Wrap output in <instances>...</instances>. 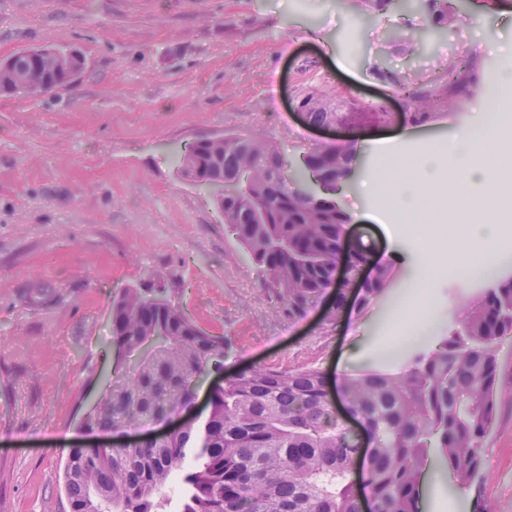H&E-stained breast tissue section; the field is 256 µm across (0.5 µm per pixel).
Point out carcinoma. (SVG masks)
<instances>
[{"label":"carcinoma","instance_id":"obj_1","mask_svg":"<svg viewBox=\"0 0 512 512\" xmlns=\"http://www.w3.org/2000/svg\"><path fill=\"white\" fill-rule=\"evenodd\" d=\"M16 65L42 91L63 77L19 54ZM478 84L473 61L448 65L440 93L404 89L418 123L440 106L457 109L454 92ZM309 122L323 126L336 113L305 99ZM214 154L224 170V223L260 268L266 289L299 317L330 286L336 263L352 277L368 264L366 251L347 244L349 218L330 194L357 160L351 145L314 149L301 168L304 180L320 176L324 194L300 196L288 188L281 153L256 137L237 134L216 144L201 139L180 157L184 173L198 172ZM389 272L355 286L356 305L366 308L385 290ZM348 295L336 289L325 330L336 327ZM512 339V280L489 289L465 320L417 354L399 376L371 374L347 381L341 397L364 424L371 447L336 416L324 372L315 366L254 364L224 378L210 412L198 427L162 441L109 448H76L64 477L70 512H166L171 476H178L176 512H360L359 474L376 512H420L422 477L429 459L473 488V512H487L481 491L486 441L498 414L500 344ZM112 340L126 354L154 340L161 352L132 369L112 393V412L94 411L86 424L119 419L136 425L168 406H182V383L224 367V337L200 329L168 290L125 288L112 298Z\"/></svg>","mask_w":512,"mask_h":512}]
</instances>
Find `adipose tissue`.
<instances>
[{"label":"adipose tissue","instance_id":"ef3b65f1","mask_svg":"<svg viewBox=\"0 0 512 512\" xmlns=\"http://www.w3.org/2000/svg\"><path fill=\"white\" fill-rule=\"evenodd\" d=\"M445 155L455 165L456 189L470 191L466 204L454 211L463 230L451 239L455 249L449 255L443 248L450 240L428 228L430 221L443 219L439 185ZM508 157L512 145L505 144L501 126L482 120L449 142L430 141L427 155L400 153L386 172L366 176L364 189L385 195L399 222L417 227L411 246L421 256V268L406 286L398 316H431L432 292L441 276L464 280L476 269H495L512 260V245L500 234L501 226L512 222V200L498 182Z\"/></svg>","mask_w":512,"mask_h":512}]
</instances>
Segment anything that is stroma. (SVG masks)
<instances>
[{"instance_id": "stroma-1", "label": "stroma", "mask_w": 512, "mask_h": 512, "mask_svg": "<svg viewBox=\"0 0 512 512\" xmlns=\"http://www.w3.org/2000/svg\"><path fill=\"white\" fill-rule=\"evenodd\" d=\"M480 12L496 34L474 25ZM462 41L480 83L461 109L424 124L401 118L402 87L435 84ZM37 48L79 50L84 65L69 85L0 95V512H68L64 465L118 357L112 298L147 274L176 286V303L223 337L225 371L308 365L340 381L407 370L408 358L386 350L418 266L389 257L387 202L359 181L487 107L512 60V0H460L438 24L423 0L384 12L350 0H0V61ZM309 96L335 112L333 129L297 112ZM233 133L275 145L295 190L307 187L296 177L304 155L332 134L360 144L340 205L355 245L391 278L334 330L322 322L334 290L288 317L212 194L181 175L184 147ZM510 279L512 264L485 281L439 280L421 344ZM498 361L484 497L490 512H512V341ZM472 496L431 473L423 510L470 512Z\"/></svg>"}]
</instances>
